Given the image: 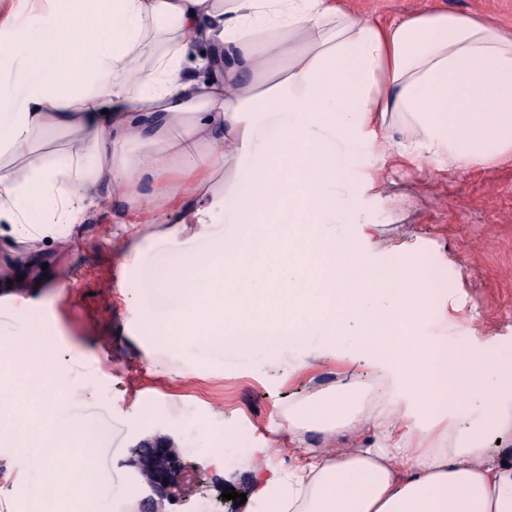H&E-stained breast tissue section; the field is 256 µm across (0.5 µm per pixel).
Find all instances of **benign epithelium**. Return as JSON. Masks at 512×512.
<instances>
[{
  "mask_svg": "<svg viewBox=\"0 0 512 512\" xmlns=\"http://www.w3.org/2000/svg\"><path fill=\"white\" fill-rule=\"evenodd\" d=\"M129 466L144 478L150 494L141 502V512H158L182 474L183 463L176 452L157 441L142 440L132 448Z\"/></svg>",
  "mask_w": 512,
  "mask_h": 512,
  "instance_id": "1",
  "label": "benign epithelium"
}]
</instances>
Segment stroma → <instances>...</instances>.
I'll return each instance as SVG.
<instances>
[{"mask_svg": "<svg viewBox=\"0 0 512 512\" xmlns=\"http://www.w3.org/2000/svg\"><path fill=\"white\" fill-rule=\"evenodd\" d=\"M353 9L384 20L425 9L478 13L512 33V0H345ZM347 182L336 192L362 191L352 207L339 212L335 230L344 235L368 228L373 263L400 251L419 275L443 279L435 286L448 316L428 321L421 333L440 347L465 357L470 338L494 337L499 355L512 359V164L448 174L378 159L367 138L346 155ZM391 169L388 183L363 187L366 173ZM124 204L90 215L68 231L69 246L45 236L47 270L20 265L24 244L0 236V264L14 275L42 280L39 288H0V338L39 336L58 339L60 358L53 384L74 416L92 415L107 429L91 474L112 488V503L128 494L143 498L148 488L129 467L131 450L144 438L170 436L185 465L168 512H219L222 493L253 494L254 469L295 465L289 446L318 450L345 445V438L315 431L289 432V406L335 388L345 365L327 359L328 346L314 336L298 345H275L226 356L207 348L183 350L144 330L141 305L152 301L154 279L171 261L173 246L154 239L133 265L115 256L103 231ZM75 287L65 292L60 280ZM149 408L150 418L139 415ZM206 420L209 439L194 423ZM232 443H225V435ZM222 450L224 469L209 463ZM43 475L16 448L0 447V512H28Z\"/></svg>", "mask_w": 512, "mask_h": 512, "instance_id": "35a3bbf8", "label": "stroma"}]
</instances>
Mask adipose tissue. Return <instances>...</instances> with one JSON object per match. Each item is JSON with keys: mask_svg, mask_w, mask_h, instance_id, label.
<instances>
[{"mask_svg": "<svg viewBox=\"0 0 512 512\" xmlns=\"http://www.w3.org/2000/svg\"><path fill=\"white\" fill-rule=\"evenodd\" d=\"M50 3L33 30L0 12V57L38 76L23 107L0 95V220L25 243L26 268L50 226L80 223L100 200L126 203L112 247L130 260L155 239V215L201 224L230 203L238 232L178 255L154 282L166 309L144 307L143 321L228 355L315 333L379 379L369 393L346 373L289 408V428H366L371 440L267 477L247 512H512V465L488 446L512 432V361L486 337L463 361L430 343L418 328L440 309L412 264L380 268L360 238L323 230L346 204L336 147L360 135L418 168L512 161V36L478 14L384 22L342 0ZM196 39L211 46L204 83L182 74ZM258 112L283 117L259 151ZM60 130L79 137L16 177L7 156ZM47 198L48 224H32ZM284 218L294 235L275 234ZM467 408L480 419L464 426Z\"/></svg>", "mask_w": 512, "mask_h": 512, "instance_id": "1", "label": "adipose tissue"}]
</instances>
